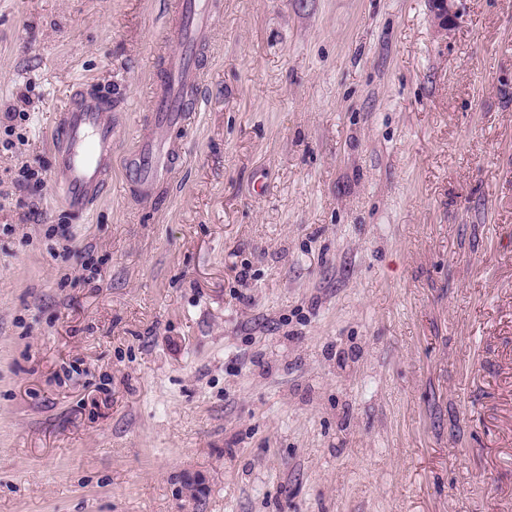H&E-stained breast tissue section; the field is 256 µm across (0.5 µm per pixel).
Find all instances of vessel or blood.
Wrapping results in <instances>:
<instances>
[{"label": "vessel or blood", "mask_w": 512, "mask_h": 512, "mask_svg": "<svg viewBox=\"0 0 512 512\" xmlns=\"http://www.w3.org/2000/svg\"><path fill=\"white\" fill-rule=\"evenodd\" d=\"M214 8V0H178L173 35L180 49L165 57L167 78L153 88L150 125L127 160L131 184L139 195H152L167 183L181 155L170 133L200 107L201 75L195 56L212 27ZM114 110L111 94L102 90L79 87L64 101L54 132L53 180L60 202L74 215L91 210L112 175Z\"/></svg>", "instance_id": "1"}]
</instances>
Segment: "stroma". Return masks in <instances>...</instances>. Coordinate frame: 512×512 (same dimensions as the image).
<instances>
[{"label": "stroma", "instance_id": "obj_1", "mask_svg": "<svg viewBox=\"0 0 512 512\" xmlns=\"http://www.w3.org/2000/svg\"><path fill=\"white\" fill-rule=\"evenodd\" d=\"M175 2L0 0V512H512V0H219L171 184L71 215ZM115 110L112 94L83 86L64 101L54 131L53 180L60 202L74 215L91 210L112 176Z\"/></svg>", "mask_w": 512, "mask_h": 512}]
</instances>
